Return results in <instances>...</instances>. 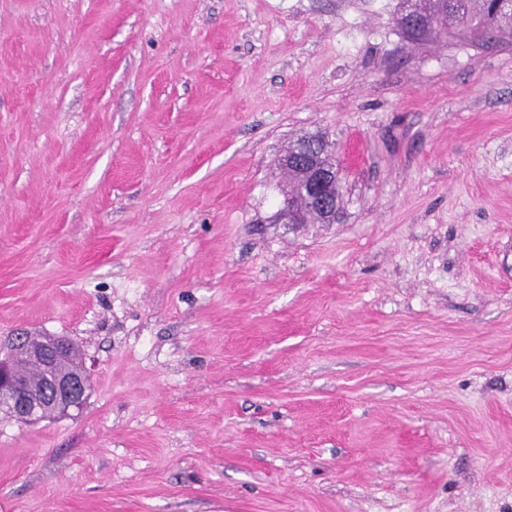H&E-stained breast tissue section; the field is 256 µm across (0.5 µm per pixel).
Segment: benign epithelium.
Masks as SVG:
<instances>
[{"instance_id": "benign-epithelium-1", "label": "benign epithelium", "mask_w": 512, "mask_h": 512, "mask_svg": "<svg viewBox=\"0 0 512 512\" xmlns=\"http://www.w3.org/2000/svg\"><path fill=\"white\" fill-rule=\"evenodd\" d=\"M402 14L407 32L417 34L430 29L428 21L412 14V8L404 7ZM315 154L317 151L312 144L305 153L296 150L286 153L280 165L307 186V208L321 214L324 223L334 224L338 206L327 197V192L336 184V168L318 164ZM72 349V340L65 336L32 335L19 336L7 349H1L0 413L32 423L47 415H66L72 409H82L89 389V378L84 372H57L45 388L22 379L15 368L19 360L57 367L69 358Z\"/></svg>"}]
</instances>
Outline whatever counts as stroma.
<instances>
[{
  "label": "stroma",
  "mask_w": 512,
  "mask_h": 512,
  "mask_svg": "<svg viewBox=\"0 0 512 512\" xmlns=\"http://www.w3.org/2000/svg\"><path fill=\"white\" fill-rule=\"evenodd\" d=\"M400 9L0 0V347L91 377L0 414V512H512V39ZM308 146L306 153L298 151L287 152L280 159L283 169L293 172L296 181H300L308 188L305 203L308 209L315 210L321 214L324 224L336 223L338 206L328 197L327 192L332 185L334 199L340 204L342 191L340 183H336L337 172L335 166L330 168L319 165L316 161L317 154L315 145ZM65 336H18L5 350H0V413L14 416L21 422L32 423L45 415H67L72 409L83 408L89 389V378L79 364L77 346ZM72 353L69 362L57 368L49 379V388L44 386L52 372L43 367L21 366V371L32 378L34 385L22 379L16 372V362L24 360L44 367L59 366ZM70 371V372H65ZM49 409V410H47Z\"/></svg>",
  "instance_id": "1"
}]
</instances>
